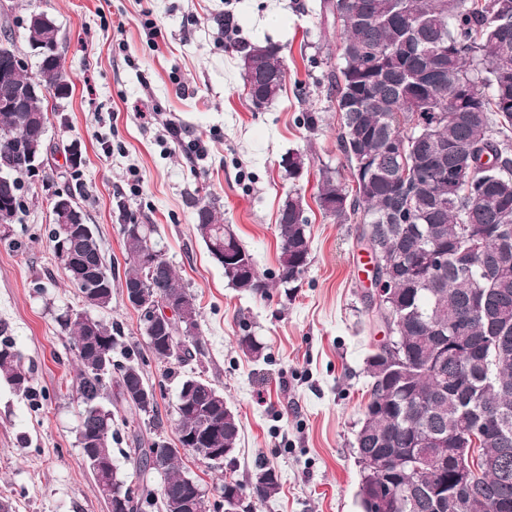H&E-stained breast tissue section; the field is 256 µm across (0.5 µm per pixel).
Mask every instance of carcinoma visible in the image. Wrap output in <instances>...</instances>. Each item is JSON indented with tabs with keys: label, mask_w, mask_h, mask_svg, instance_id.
Masks as SVG:
<instances>
[{
	"label": "carcinoma",
	"mask_w": 512,
	"mask_h": 512,
	"mask_svg": "<svg viewBox=\"0 0 512 512\" xmlns=\"http://www.w3.org/2000/svg\"><path fill=\"white\" fill-rule=\"evenodd\" d=\"M320 18L341 36L339 63L324 74L328 96L340 119L339 150L351 171L347 187L329 169L320 171L315 202L339 224L358 225L364 248L395 257L377 261L375 273L394 280V298L381 306L367 295V314L384 325L387 336L373 344L366 359L372 380L363 421L356 435L361 512H512V0H320ZM28 44H54L47 29L26 26ZM233 18L224 17V50L244 67L261 58L262 72L275 76L259 110L283 91L287 69L282 48L270 42L232 37ZM61 66L38 60L37 74L19 73L16 82L39 81L62 88ZM469 91L463 109L448 105L456 91ZM45 96L31 97L23 112L0 110V161L19 138H35L49 120ZM495 156L490 165L482 154ZM196 231L208 252L224 246L225 234L241 245L232 225L217 216L215 203L194 201ZM65 225L53 223L48 241L67 280L84 293L85 283L63 245ZM85 238L82 260L98 270L103 298L59 323L73 336L80 363L73 390L78 402L76 440L82 451L94 443L92 472L102 483L122 480L112 457L120 421L132 448L125 453L137 478L151 481L150 452L165 450L161 499L183 492L191 479L182 457L205 459L202 448H234L238 416L224 404V393L210 394L208 381L184 375L175 404L177 443L152 440L119 412L154 421L158 398L142 408L133 392L145 376L120 346L118 329L101 313L112 304V264L100 247L96 227ZM277 271H255L250 294L265 299L272 288L298 287L294 258L311 255L309 219L279 213ZM154 225L124 232L130 259L124 282L139 281L146 291L181 306L194 334L173 328L146 344L163 362L183 365L203 354L196 295L180 278L159 244ZM154 251L159 275H148L142 257ZM242 353L267 359L264 346L246 333ZM0 379L17 393L31 392L30 377L14 345L0 341ZM222 430L199 446L184 434L202 421ZM280 488V476L260 462L248 484L224 481V499L239 492L261 502ZM146 512L154 497L147 486L131 490Z\"/></svg>",
	"instance_id": "carcinoma-1"
}]
</instances>
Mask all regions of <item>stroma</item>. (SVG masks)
<instances>
[{
	"label": "stroma",
	"mask_w": 512,
	"mask_h": 512,
	"mask_svg": "<svg viewBox=\"0 0 512 512\" xmlns=\"http://www.w3.org/2000/svg\"><path fill=\"white\" fill-rule=\"evenodd\" d=\"M16 44L27 49L26 18L46 12L58 29L70 98L46 97L48 139L79 140L86 162L70 187L99 230L116 274L127 267L120 226L127 216L157 227L156 241L197 297L203 353L184 366L224 393L241 421L231 472L185 458L206 491L225 476L246 481L257 462L275 467L277 495L256 512H361L355 450L369 399L368 343L385 331L370 324L365 296L371 264L357 227L324 216L313 194L327 167L343 182L339 123L322 73L338 61L339 38L319 17L320 0H8ZM231 15L237 39L279 44L285 91L254 111L238 60L224 50L219 21ZM318 112L317 130L298 122ZM307 154L300 179L281 165ZM54 183L26 182L23 207L0 239V339L23 354L31 396L0 381V490L15 512H109L79 448L71 384L73 340L57 317L79 310L49 244ZM299 192L310 221V263L292 294L260 299L232 288L195 228L192 202L214 199L260 270L278 267L277 211ZM105 317L135 346L157 390L156 433L175 443L178 380L150 354L137 314L113 293ZM264 345L266 359L239 349V319Z\"/></svg>",
	"instance_id": "35a3bbf8"
}]
</instances>
